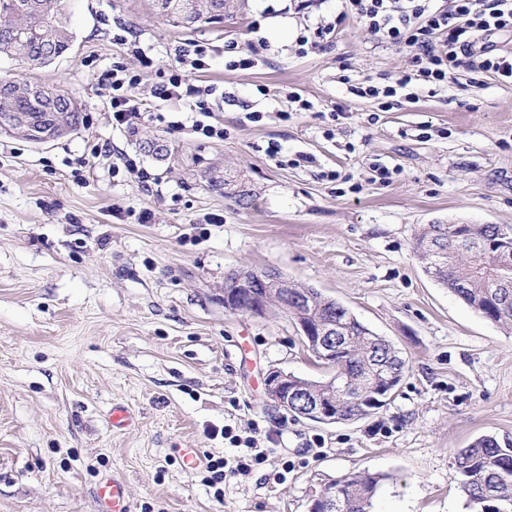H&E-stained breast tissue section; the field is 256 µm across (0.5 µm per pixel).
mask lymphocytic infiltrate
I'll list each match as a JSON object with an SVG mask.
<instances>
[{"instance_id":"lymphocytic-infiltrate-1","label":"lymphocytic infiltrate","mask_w":512,"mask_h":512,"mask_svg":"<svg viewBox=\"0 0 512 512\" xmlns=\"http://www.w3.org/2000/svg\"><path fill=\"white\" fill-rule=\"evenodd\" d=\"M345 7L333 22L318 27L312 37H300L299 46L318 48L330 39L340 23L354 18L372 35L407 49L411 68L392 81L365 80L352 86L359 97L380 100L391 110L400 90L415 83L442 87L457 79L459 70L490 72L499 82L512 85V51L480 45L482 36L512 32V0H344ZM214 87L184 85L181 76L157 87V98L193 105L200 113L194 133L208 138H223L221 127L208 124L220 100Z\"/></svg>"}]
</instances>
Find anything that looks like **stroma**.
<instances>
[{
  "label": "stroma",
  "instance_id": "35a3bbf8",
  "mask_svg": "<svg viewBox=\"0 0 512 512\" xmlns=\"http://www.w3.org/2000/svg\"><path fill=\"white\" fill-rule=\"evenodd\" d=\"M67 7V57L26 69L0 56V78L61 89L82 114L42 145L0 133V512H98L112 475L131 512H309L321 484L363 471L384 476L371 512H468L454 456L486 434L512 445V334L426 274L413 243L425 224L512 225V85L463 71L380 111L349 85L406 71L405 50L351 19L298 51L342 0L304 14L293 0H240L193 29L151 0ZM192 44L205 50L198 80L228 97L213 116L221 139L151 94ZM254 52L255 67L228 68ZM116 66L151 111L130 129L99 81ZM291 91L312 110L291 114ZM249 108L263 120L245 121ZM151 140L166 156L145 151ZM271 141L285 165L266 156ZM124 155L156 184L115 171ZM215 169L247 204L209 186ZM244 267L316 288L399 348L407 366L387 404L330 424L272 406L268 369L329 373L290 317L225 311L224 277ZM116 404L129 427H112ZM228 430L258 438L267 460L226 474L219 500L182 451L235 454Z\"/></svg>",
  "mask_w": 512,
  "mask_h": 512
}]
</instances>
